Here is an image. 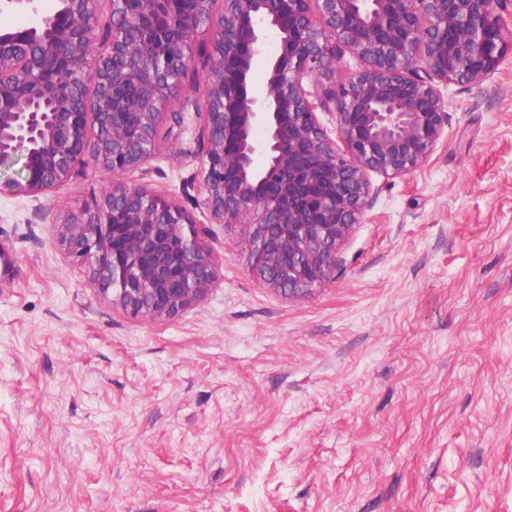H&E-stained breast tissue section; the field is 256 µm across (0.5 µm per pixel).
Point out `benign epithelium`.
I'll use <instances>...</instances> for the list:
<instances>
[{
    "label": "benign epithelium",
    "mask_w": 512,
    "mask_h": 512,
    "mask_svg": "<svg viewBox=\"0 0 512 512\" xmlns=\"http://www.w3.org/2000/svg\"><path fill=\"white\" fill-rule=\"evenodd\" d=\"M97 2L62 0L0 32V166L27 147L25 189L38 196L92 161L108 185L58 234L103 292L154 319L203 300L218 276L195 218L131 179L148 170L196 38L211 47L190 154L199 207L212 224L250 225L252 274L293 298L330 278L369 207L370 173L428 160L448 124L440 86L482 82L512 42L507 0H224L220 12L214 0H111L104 25ZM347 53L363 68L338 81ZM88 74L91 96L77 82Z\"/></svg>",
    "instance_id": "1"
}]
</instances>
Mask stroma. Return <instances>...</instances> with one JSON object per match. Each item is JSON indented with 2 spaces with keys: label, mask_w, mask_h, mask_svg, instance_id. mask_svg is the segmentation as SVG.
Masks as SVG:
<instances>
[{
  "label": "stroma",
  "mask_w": 512,
  "mask_h": 512,
  "mask_svg": "<svg viewBox=\"0 0 512 512\" xmlns=\"http://www.w3.org/2000/svg\"><path fill=\"white\" fill-rule=\"evenodd\" d=\"M210 45L162 108L143 180L188 211ZM408 175L302 299L250 272L251 229L202 224L200 302L127 313L58 224L86 166L39 197L0 169V512H512V54L448 85Z\"/></svg>",
  "instance_id": "35a3bbf8"
}]
</instances>
